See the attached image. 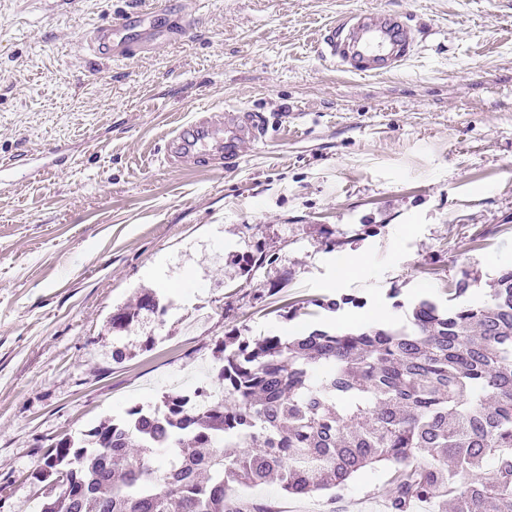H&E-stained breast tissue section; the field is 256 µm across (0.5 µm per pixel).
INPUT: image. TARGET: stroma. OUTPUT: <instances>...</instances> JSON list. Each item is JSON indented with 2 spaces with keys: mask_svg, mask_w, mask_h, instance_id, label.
<instances>
[{
  "mask_svg": "<svg viewBox=\"0 0 512 512\" xmlns=\"http://www.w3.org/2000/svg\"><path fill=\"white\" fill-rule=\"evenodd\" d=\"M140 2L0 0V161L74 149L66 171L0 186V512H33L56 439L160 405L176 378L217 386L228 334L365 326L377 308L404 324L417 298L457 306L466 272L487 300L512 264V0H158L187 33L96 59L89 32ZM368 10L417 31L384 75L320 53ZM225 107L272 136L232 166H169L173 130ZM259 248L273 264L243 272L236 256ZM356 250L369 266L334 290ZM146 291L164 314L112 330ZM339 292L365 309L315 307ZM392 492L382 466L336 498L236 489L275 512H389Z\"/></svg>",
  "mask_w": 512,
  "mask_h": 512,
  "instance_id": "stroma-1",
  "label": "stroma"
}]
</instances>
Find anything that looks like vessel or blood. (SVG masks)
I'll list each match as a JSON object with an SVG mask.
<instances>
[{"instance_id": "b4317fda", "label": "vessel or blood", "mask_w": 512, "mask_h": 512, "mask_svg": "<svg viewBox=\"0 0 512 512\" xmlns=\"http://www.w3.org/2000/svg\"><path fill=\"white\" fill-rule=\"evenodd\" d=\"M152 11L135 8L121 11L112 22L89 34L92 53L114 61L130 60L160 39L170 38L178 22H153ZM324 53L342 69L361 75L391 72L415 50L416 38L404 16L396 12H360L344 19L324 41ZM265 123L255 114L225 108L203 110L177 127L169 140L166 158L175 164L189 158L219 154L236 155L242 141H262ZM72 161L66 144L56 143L23 155L12 163L13 174L31 177L46 169H64Z\"/></svg>"}]
</instances>
